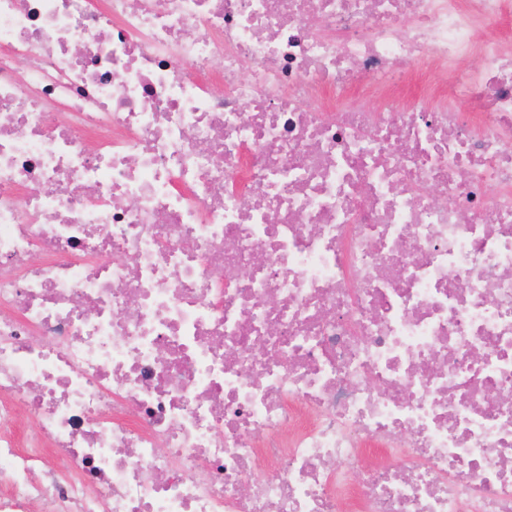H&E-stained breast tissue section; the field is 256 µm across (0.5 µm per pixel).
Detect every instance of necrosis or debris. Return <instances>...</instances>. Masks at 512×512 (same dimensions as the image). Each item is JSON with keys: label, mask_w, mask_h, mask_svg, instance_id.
Wrapping results in <instances>:
<instances>
[{"label": "necrosis or debris", "mask_w": 512, "mask_h": 512, "mask_svg": "<svg viewBox=\"0 0 512 512\" xmlns=\"http://www.w3.org/2000/svg\"><path fill=\"white\" fill-rule=\"evenodd\" d=\"M511 14L0 0V512H512Z\"/></svg>", "instance_id": "obj_1"}]
</instances>
